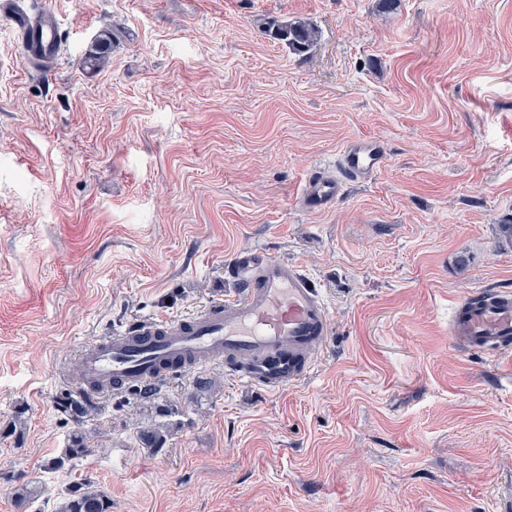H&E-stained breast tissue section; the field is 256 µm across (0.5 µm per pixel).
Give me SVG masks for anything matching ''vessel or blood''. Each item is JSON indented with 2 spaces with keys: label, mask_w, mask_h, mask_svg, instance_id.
Returning <instances> with one entry per match:
<instances>
[{
  "label": "vessel or blood",
  "mask_w": 512,
  "mask_h": 512,
  "mask_svg": "<svg viewBox=\"0 0 512 512\" xmlns=\"http://www.w3.org/2000/svg\"><path fill=\"white\" fill-rule=\"evenodd\" d=\"M27 53H58L56 14L30 12L18 0H0ZM387 162L381 141L353 138L335 170L316 172L299 205L320 211L334 205L350 182H363ZM236 294L184 318L140 319L122 332L97 340L81 353L74 381L107 393L159 383L197 365L223 361L226 374L248 387L276 394L308 376L331 329L327 304L302 266L293 260L245 249L225 266ZM448 336L464 348L512 354V293L490 291L483 302L457 301Z\"/></svg>",
  "instance_id": "obj_1"
}]
</instances>
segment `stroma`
<instances>
[{"label": "stroma", "mask_w": 512, "mask_h": 512, "mask_svg": "<svg viewBox=\"0 0 512 512\" xmlns=\"http://www.w3.org/2000/svg\"><path fill=\"white\" fill-rule=\"evenodd\" d=\"M49 2L47 72L0 16V512H54L79 479L112 512H512V370L448 337L459 297L512 289V0ZM274 18L317 42L292 53ZM355 137L385 168L303 211ZM245 248L320 283L314 373L271 395L217 361L95 395L90 454L46 472L81 350L231 294ZM19 476L42 489L23 509ZM268 32L278 41H284L288 48L296 53H303L312 47L317 40L318 29L306 20H291L280 22L274 20ZM112 46V30L99 34L93 49L85 56L83 65L85 67H97L104 63Z\"/></svg>", "instance_id": "35a3bbf8"}]
</instances>
